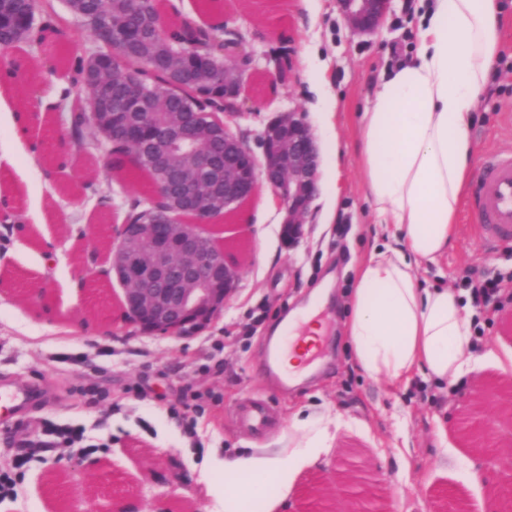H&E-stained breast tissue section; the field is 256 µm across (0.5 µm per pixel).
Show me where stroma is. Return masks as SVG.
I'll list each match as a JSON object with an SVG mask.
<instances>
[{
    "mask_svg": "<svg viewBox=\"0 0 512 512\" xmlns=\"http://www.w3.org/2000/svg\"><path fill=\"white\" fill-rule=\"evenodd\" d=\"M202 24L222 14L227 29L251 33L253 68L243 88L240 130L256 135L276 115L299 110L312 132L321 115L310 79L324 68L338 101L342 199L322 225L314 198L304 237L294 247L280 235L281 216L259 191L211 228L225 253L241 263L239 286L223 311L189 338L146 335L125 322L118 283L87 273L90 255L105 258L111 230L121 224L130 180L113 183L98 167L96 185L114 204L97 207L82 167L50 173L48 156L76 150L59 113L20 135L0 113V158L21 172L31 206L0 221V379L37 386L44 397L23 413L0 412V471L18 469L13 497L0 512H98L130 501L135 512H210L201 481L208 449L233 458L273 444L295 413L335 409L343 424L329 452L308 467L288 497V512H311L324 494L335 512H491L502 482L490 453L512 458V379L484 366L444 387L416 379L397 389L364 375L344 333L353 270L375 237L373 215L358 174V114L372 100L379 74L416 47L418 0H392L388 21L371 36L353 35L336 0H170ZM502 52L474 114V161L512 151V0ZM89 41L75 27L66 47L19 46L29 59L11 104L34 107L53 83L59 56L83 54ZM44 141L48 153H31ZM512 272V240L484 242L470 209L439 269H424L426 286L461 289L470 274ZM312 309L323 327L321 355L300 381L281 388L261 372L276 329L293 310ZM480 354L512 345V299L493 316L475 315ZM266 403L273 420L255 433L238 409ZM81 429L88 454L47 448L25 465L26 441L46 425ZM409 442L406 467L395 460Z\"/></svg>",
    "mask_w": 512,
    "mask_h": 512,
    "instance_id": "35a3bbf8",
    "label": "stroma"
}]
</instances>
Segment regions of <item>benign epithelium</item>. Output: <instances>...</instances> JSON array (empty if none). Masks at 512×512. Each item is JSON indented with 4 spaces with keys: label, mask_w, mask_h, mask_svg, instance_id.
Wrapping results in <instances>:
<instances>
[{
    "label": "benign epithelium",
    "mask_w": 512,
    "mask_h": 512,
    "mask_svg": "<svg viewBox=\"0 0 512 512\" xmlns=\"http://www.w3.org/2000/svg\"><path fill=\"white\" fill-rule=\"evenodd\" d=\"M342 16L355 34L374 32L388 12L391 0H337ZM245 66L224 67V97L232 99L243 80ZM242 116L233 108L224 118L207 119L224 128V156L246 157L245 167L224 165V181L208 198L212 207L230 210L247 202L266 185L286 216L281 235L288 246L297 245L303 224L317 193L319 155L310 125L302 112L288 111L270 120L257 135L262 158L233 130ZM166 151L184 160L209 157L195 152L197 123H160ZM211 219L198 215L191 224H121L112 237V278L124 286L123 306L132 324L144 334L189 337L204 328L237 289L240 265L211 243L202 225Z\"/></svg>",
    "instance_id": "benign-epithelium-1"
}]
</instances>
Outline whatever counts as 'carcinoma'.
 I'll return each instance as SVG.
<instances>
[{"instance_id": "cac0c4a2", "label": "carcinoma", "mask_w": 512, "mask_h": 512, "mask_svg": "<svg viewBox=\"0 0 512 512\" xmlns=\"http://www.w3.org/2000/svg\"><path fill=\"white\" fill-rule=\"evenodd\" d=\"M167 7L168 0H68V12L88 34H93L95 26L110 32L112 46L105 50L108 63L96 68L94 56L87 52L62 68H53L55 92L37 100V106L64 116L70 137L78 143L84 139L92 112H119L142 125V138L137 142L114 141L108 128L97 127L98 138L90 152L102 159L112 181L121 183L136 175L143 182L145 191L120 205L126 224H161L172 215L169 196L178 190L180 178L176 171L164 181L157 176L152 160L164 148L153 139V128L170 113L224 111V85L209 74L224 68L232 47L248 43L245 34L227 30L222 20L198 25L176 12L160 26L158 19ZM127 34L136 35L149 49L136 56L125 53L122 38ZM69 35L70 22L52 5L40 0H0L1 54L8 55L22 43L31 47L58 44ZM95 68L100 80L115 87L110 101L101 96L98 84L87 79V73ZM180 71L195 75L189 95L174 83V75ZM131 90L153 99L157 111H130L124 94ZM197 149L211 152L214 164L224 167V137L207 132Z\"/></svg>"}]
</instances>
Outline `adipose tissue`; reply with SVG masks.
I'll return each mask as SVG.
<instances>
[{"mask_svg": "<svg viewBox=\"0 0 512 512\" xmlns=\"http://www.w3.org/2000/svg\"><path fill=\"white\" fill-rule=\"evenodd\" d=\"M413 56L384 75L358 116L360 177L383 241L355 269L345 333L359 369L392 386L419 376L451 385L482 357L472 343L469 293L425 287L422 268L438 266L456 233L471 178L470 128L502 48L501 0H420ZM313 82L328 146L331 223L342 189L337 104L322 70ZM341 424L333 409L296 418L276 446L234 459L209 450L207 493L224 512H274L302 470L325 454Z\"/></svg>", "mask_w": 512, "mask_h": 512, "instance_id": "ef3b65f1", "label": "adipose tissue"}]
</instances>
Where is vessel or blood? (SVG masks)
<instances>
[{
    "instance_id": "obj_1",
    "label": "vessel or blood",
    "mask_w": 512,
    "mask_h": 512,
    "mask_svg": "<svg viewBox=\"0 0 512 512\" xmlns=\"http://www.w3.org/2000/svg\"><path fill=\"white\" fill-rule=\"evenodd\" d=\"M475 218L486 241L512 239V153H493L482 161L472 194Z\"/></svg>"
}]
</instances>
